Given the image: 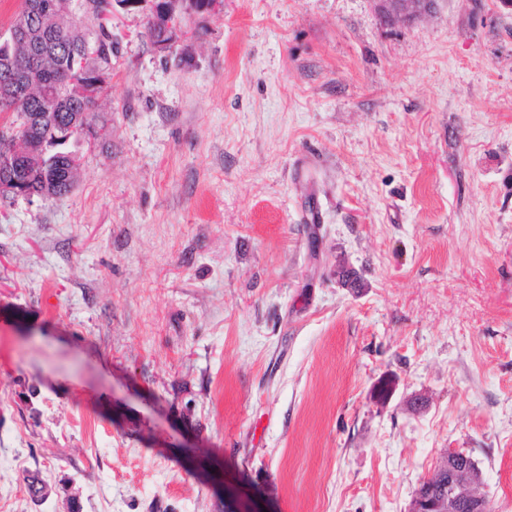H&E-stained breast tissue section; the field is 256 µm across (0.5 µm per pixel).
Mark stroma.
Here are the masks:
<instances>
[{
  "mask_svg": "<svg viewBox=\"0 0 512 512\" xmlns=\"http://www.w3.org/2000/svg\"><path fill=\"white\" fill-rule=\"evenodd\" d=\"M437 3L117 9L73 191L0 200V512H410L451 448L512 512V9ZM173 3V7H170L165 10L156 11L153 15L148 19V28L152 31H161L162 38L168 37V40L158 41L160 39L161 33H153L148 31V35L153 44H155L160 50H167L171 48L173 35L177 30L179 15L176 12L175 4L180 2L179 0H169ZM379 11L392 22H410L428 15L434 0H379Z\"/></svg>",
  "mask_w": 512,
  "mask_h": 512,
  "instance_id": "1",
  "label": "stroma"
}]
</instances>
